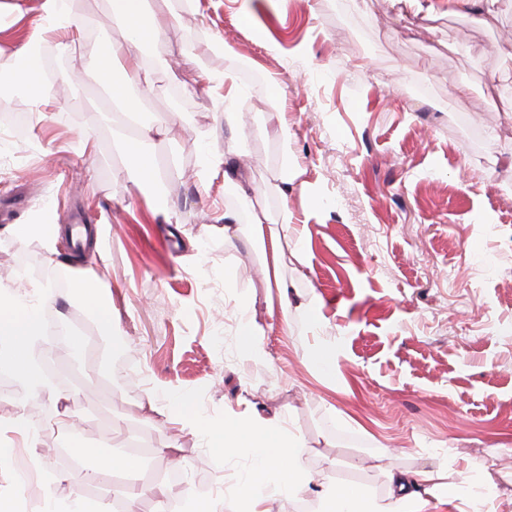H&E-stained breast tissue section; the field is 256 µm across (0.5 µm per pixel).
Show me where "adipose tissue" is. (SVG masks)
Listing matches in <instances>:
<instances>
[{"label":"adipose tissue","instance_id":"obj_1","mask_svg":"<svg viewBox=\"0 0 512 512\" xmlns=\"http://www.w3.org/2000/svg\"><path fill=\"white\" fill-rule=\"evenodd\" d=\"M112 19L126 30L123 44L99 38H84L73 43L71 32L76 20L67 10V0H41L37 18L21 32L16 51L21 63L0 70L5 78L27 99L31 111L46 114L52 104L51 84L42 75L39 52L50 47L63 55L79 51L87 63L94 65L108 101L123 112L127 121L140 127L138 138H126L122 130L114 135L122 140L125 157L135 189L148 193L154 183L151 148L156 137L164 135L166 124H144L141 106L131 105L128 89H137L141 98H148L153 88V70L142 53L143 46L160 42L172 14H155L148 0H112ZM201 88L215 101L224 105V124L237 130L239 117L236 103L242 89L230 73L201 74ZM237 137H230L223 150L207 146L200 158L197 179L199 185L223 178L226 184L236 185L237 174L228 163L235 154ZM242 204L250 212V231L256 239H268L265 272L275 277L283 308L292 305L288 285L279 280L283 257L281 240L288 235L287 225L269 226V217L261 205L258 190L241 189ZM73 294L84 299L90 307L97 327L113 332L117 322L112 300L100 286L97 276L81 275L70 285ZM55 298L50 285L34 283L30 292H18L13 283L0 281V367L10 370L23 384L25 399L44 394L47 382L38 368L34 354L53 335L41 310ZM208 438L217 439L226 458L247 456L249 466L236 475L231 495L217 498H198L193 512H275L282 501L299 497L308 487L303 460L309 451L306 441L284 429L280 417H264L243 412L237 419L205 430ZM22 438L28 448L38 446L24 403L8 416H0V475L18 479L13 470L15 438ZM390 493L380 500L365 490L336 485L327 487L319 497V512H423L427 497H440L448 488V471L444 468L421 470L407 475L389 474Z\"/></svg>","mask_w":512,"mask_h":512}]
</instances>
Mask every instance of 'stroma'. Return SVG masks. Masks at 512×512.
Masks as SVG:
<instances>
[{
	"label": "stroma",
	"mask_w": 512,
	"mask_h": 512,
	"mask_svg": "<svg viewBox=\"0 0 512 512\" xmlns=\"http://www.w3.org/2000/svg\"><path fill=\"white\" fill-rule=\"evenodd\" d=\"M433 4L253 0L247 25L237 0H199L192 11L149 0L178 13L164 47L146 50L155 70L144 109L171 124L152 157L168 222L134 196L91 68L47 116L30 113L24 134L0 127V207L21 202V224L42 207L62 225L83 216L94 243L60 242L58 267L69 279L88 274L107 253L119 320L108 336L81 298L45 307L65 336L35 356L51 392L30 418L43 424L41 463L60 478L48 492L0 478L19 512H42L49 496L72 503L85 472L132 441L152 451L128 482L163 479L172 469L157 450L178 446V512L189 496L233 483L234 466L196 427L146 420L152 391L194 396L210 424L247 408L282 417L311 448V493L283 512H316L327 478L382 499L385 470L441 466L460 481L491 475L495 512H512V0L484 17L472 0ZM109 12L107 0H73L84 33L124 43ZM212 32L227 50L196 55ZM204 69L232 72L244 89L239 172L264 189L273 220L288 218L299 255L281 275L294 297L320 306V324L283 312L235 189L197 182L202 144L223 147L225 134L223 109L197 89ZM462 83L469 95L454 97ZM293 164L300 181L284 185ZM228 210L240 224L229 237ZM43 265L40 242L0 222V279L33 282ZM244 314L263 332L264 355L236 348ZM66 338L79 349L57 359ZM332 343L341 355L330 377L313 355ZM63 410L95 450L79 471L59 458L51 418Z\"/></svg>",
	"instance_id": "obj_1"
}]
</instances>
